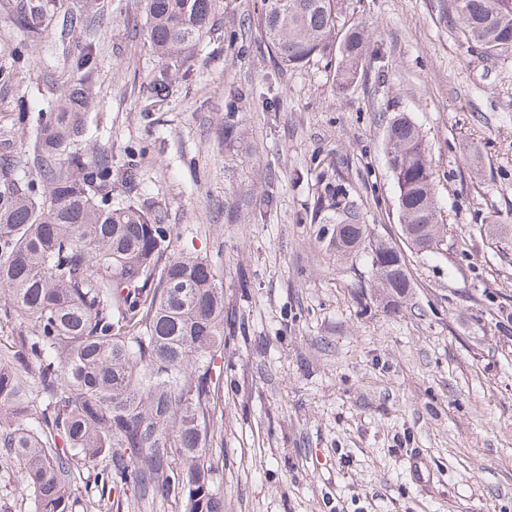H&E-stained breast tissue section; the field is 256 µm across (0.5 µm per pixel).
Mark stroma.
Here are the masks:
<instances>
[{
    "instance_id": "stroma-1",
    "label": "stroma",
    "mask_w": 512,
    "mask_h": 512,
    "mask_svg": "<svg viewBox=\"0 0 512 512\" xmlns=\"http://www.w3.org/2000/svg\"><path fill=\"white\" fill-rule=\"evenodd\" d=\"M21 1L43 9L41 39ZM263 8L216 0L176 93L145 112L162 62L140 0H0V65L31 60L0 88V156L30 148L19 96L54 102L95 42L80 151L136 162L176 251L224 286V512H512V61L467 53L453 0H342L341 23L370 35L342 90L324 62L280 63ZM399 113L429 146L446 240L405 250L414 288L397 304L367 252L330 250L309 213L331 164L370 230L401 243Z\"/></svg>"
}]
</instances>
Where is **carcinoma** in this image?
<instances>
[{"label": "carcinoma", "instance_id": "obj_1", "mask_svg": "<svg viewBox=\"0 0 512 512\" xmlns=\"http://www.w3.org/2000/svg\"><path fill=\"white\" fill-rule=\"evenodd\" d=\"M150 41L170 67L154 75L142 111L172 96L177 72L210 24L214 0H142ZM339 0H267L262 24L286 66L337 61L340 88L357 79L369 50L364 27L338 34ZM467 51L512 56V0H465ZM34 38L41 15L16 12ZM89 41L70 56L68 92L38 110L32 152L0 163V321L25 325L16 349H0V458L16 464L29 512H112L81 498L82 481L115 490L129 512L172 501L180 512H223L212 448L221 437L224 286L209 260L172 252L174 228L145 196L136 165L116 168L112 146L72 151L93 107ZM402 235L418 252L440 241L434 171L419 128L405 115L387 129ZM312 224H332L341 253L369 247L371 272L388 297L413 288L402 250L371 235L324 170Z\"/></svg>", "mask_w": 512, "mask_h": 512}]
</instances>
